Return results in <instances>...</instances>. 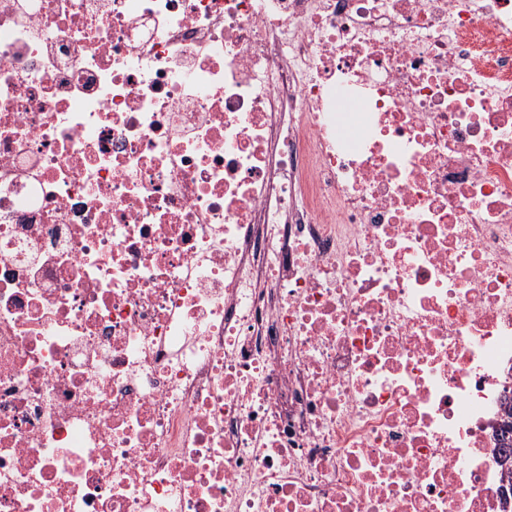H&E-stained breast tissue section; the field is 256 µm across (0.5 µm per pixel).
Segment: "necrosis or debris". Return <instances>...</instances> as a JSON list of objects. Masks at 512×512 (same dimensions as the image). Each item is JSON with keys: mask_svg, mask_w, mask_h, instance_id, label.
Wrapping results in <instances>:
<instances>
[{"mask_svg": "<svg viewBox=\"0 0 512 512\" xmlns=\"http://www.w3.org/2000/svg\"><path fill=\"white\" fill-rule=\"evenodd\" d=\"M512 0H0V512H512Z\"/></svg>", "mask_w": 512, "mask_h": 512, "instance_id": "obj_1", "label": "necrosis or debris"}]
</instances>
